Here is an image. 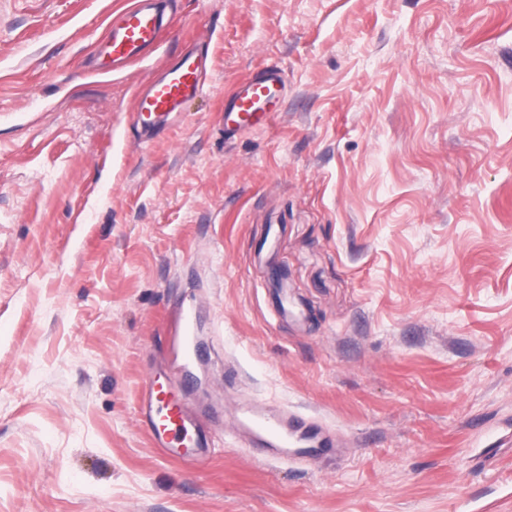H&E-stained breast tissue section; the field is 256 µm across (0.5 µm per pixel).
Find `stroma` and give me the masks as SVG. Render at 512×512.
<instances>
[{
    "mask_svg": "<svg viewBox=\"0 0 512 512\" xmlns=\"http://www.w3.org/2000/svg\"><path fill=\"white\" fill-rule=\"evenodd\" d=\"M127 2L0 0V512H512V0H180L98 68ZM200 36L205 95L138 143L136 89ZM274 64L282 112L225 140ZM183 307L201 470L134 414ZM254 401L347 453L251 457ZM129 7L110 11L106 17L107 34L96 61L124 65L158 46L168 30V22L155 6V0H134ZM102 57V58H101Z\"/></svg>",
    "mask_w": 512,
    "mask_h": 512,
    "instance_id": "obj_1",
    "label": "stroma"
}]
</instances>
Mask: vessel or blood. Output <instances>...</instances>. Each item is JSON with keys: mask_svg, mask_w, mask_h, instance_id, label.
<instances>
[{"mask_svg": "<svg viewBox=\"0 0 512 512\" xmlns=\"http://www.w3.org/2000/svg\"><path fill=\"white\" fill-rule=\"evenodd\" d=\"M99 65H124L158 46L168 30V22L155 0H133L125 8L106 17ZM211 63L194 44H186L175 59L163 66L144 86L138 88L130 122L143 143L165 131L171 114L187 111L201 97L210 75ZM284 73L268 67L237 84L224 100V133L234 136L271 122L280 111ZM181 363L171 375H151L136 405L140 427L156 447L190 468L202 467L210 458L211 442L203 430L200 413L182 401L177 388L184 375L193 373L202 354L194 337H180ZM236 429L243 447L260 455L284 459L288 444H299V457L339 454L342 445L329 429L312 418L293 411H273L254 403L238 418Z\"/></svg>", "mask_w": 512, "mask_h": 512, "instance_id": "vessel-or-blood-1", "label": "vessel or blood"}]
</instances>
